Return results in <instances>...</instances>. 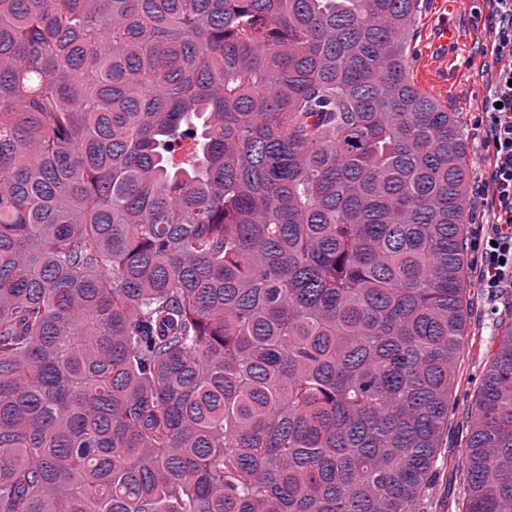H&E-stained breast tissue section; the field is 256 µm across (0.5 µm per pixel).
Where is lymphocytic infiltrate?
<instances>
[{
	"label": "lymphocytic infiltrate",
	"instance_id": "lymphocytic-infiltrate-1",
	"mask_svg": "<svg viewBox=\"0 0 512 512\" xmlns=\"http://www.w3.org/2000/svg\"><path fill=\"white\" fill-rule=\"evenodd\" d=\"M490 52L497 64L494 81L481 102L491 171L478 185L488 199L493 222L473 243L482 282L490 297L512 289V0H484Z\"/></svg>",
	"mask_w": 512,
	"mask_h": 512
}]
</instances>
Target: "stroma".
Instances as JSON below:
<instances>
[{
  "mask_svg": "<svg viewBox=\"0 0 512 512\" xmlns=\"http://www.w3.org/2000/svg\"><path fill=\"white\" fill-rule=\"evenodd\" d=\"M459 29L463 39L440 52L435 46L439 24ZM487 36L474 18L468 0H423L411 44L409 75L414 85L449 111L458 113L469 149L471 174L488 173L491 158L482 145L484 126L479 103L496 66L481 45ZM470 337L460 364L451 405L455 416L444 435L437 468L430 488L418 504V512H457L463 495L457 462L462 456L470 428L466 414L482 382L487 362L494 351L497 323L512 320V297L491 299L478 280L479 267L471 265Z\"/></svg>",
  "mask_w": 512,
  "mask_h": 512,
  "instance_id": "1",
  "label": "stroma"
}]
</instances>
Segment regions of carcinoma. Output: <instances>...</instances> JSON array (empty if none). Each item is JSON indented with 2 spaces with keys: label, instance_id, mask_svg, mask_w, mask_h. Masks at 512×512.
Masks as SVG:
<instances>
[{
  "label": "carcinoma",
  "instance_id": "carcinoma-1",
  "mask_svg": "<svg viewBox=\"0 0 512 512\" xmlns=\"http://www.w3.org/2000/svg\"><path fill=\"white\" fill-rule=\"evenodd\" d=\"M420 3L0 0V512H416L471 302ZM501 328L460 512H512Z\"/></svg>",
  "mask_w": 512,
  "mask_h": 512
}]
</instances>
